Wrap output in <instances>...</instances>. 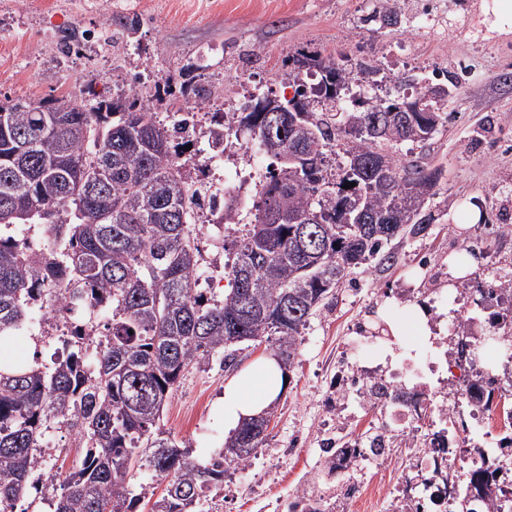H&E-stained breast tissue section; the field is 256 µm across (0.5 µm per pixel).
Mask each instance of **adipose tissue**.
Returning <instances> with one entry per match:
<instances>
[{
	"label": "adipose tissue",
	"instance_id": "adipose-tissue-1",
	"mask_svg": "<svg viewBox=\"0 0 512 512\" xmlns=\"http://www.w3.org/2000/svg\"><path fill=\"white\" fill-rule=\"evenodd\" d=\"M285 386L284 372L274 358L261 359L224 388V424L237 426L272 404Z\"/></svg>",
	"mask_w": 512,
	"mask_h": 512
}]
</instances>
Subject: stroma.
I'll list each match as a JSON object with an SVG mask.
<instances>
[{"instance_id":"stroma-1","label":"stroma","mask_w":512,"mask_h":512,"mask_svg":"<svg viewBox=\"0 0 512 512\" xmlns=\"http://www.w3.org/2000/svg\"><path fill=\"white\" fill-rule=\"evenodd\" d=\"M480 3L400 0L409 16H432L431 28L376 30L362 22L369 0H0V99L69 101L87 86L116 95L136 79L179 74L203 53L209 67L201 85L210 92L223 86L236 109L256 86L291 99L294 84L277 77L303 49L345 59L350 68L378 65L393 80L417 75L434 84L446 71L460 78L445 105L449 120L429 146L445 177L428 229L395 241L392 264L372 260L351 271L310 317L264 443L247 469H228L222 486L201 498L199 512H288L298 493L322 498L327 512H336L347 485L368 482L382 493L405 482L412 453L399 431L388 434L384 466L347 476L325 470L324 449L346 447L358 435L371 439L388 418L370 405L345 410L336 394L350 337L374 343L366 360L390 371L430 343L425 336L379 338L380 322L407 320L437 290L454 287L460 309L483 321L504 312L488 288L493 278L512 276V84L499 79L512 72V34L489 32ZM125 16L137 18L140 30L136 41L118 43L112 35ZM71 30L86 35L76 54L59 42ZM469 214L475 223L456 228V218ZM195 233L212 260L200 289L223 299L229 284L221 243L241 229L199 224ZM463 247L479 256L456 282L450 272ZM270 353L267 344H252L238 351L233 365L216 356L191 367L169 398L160 429L195 461H209L229 434L218 416L225 385Z\"/></svg>"}]
</instances>
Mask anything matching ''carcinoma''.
Here are the masks:
<instances>
[{"label":"carcinoma","instance_id":"obj_1","mask_svg":"<svg viewBox=\"0 0 512 512\" xmlns=\"http://www.w3.org/2000/svg\"><path fill=\"white\" fill-rule=\"evenodd\" d=\"M365 22L382 29L407 22L384 0ZM316 70L317 86L298 80ZM287 76L299 89L284 106L299 125L266 132L252 96L231 121L204 132L214 154L244 132L270 159L252 219L224 265L231 289L212 302L194 288L200 249L194 211L209 204L226 224L240 223L241 199L222 207L206 184H193L181 156H192L196 112L206 97L180 105L172 124L153 102L187 96L181 82L154 83L149 97L99 98L91 107L56 99L0 101V512H16L34 488L52 512H194L265 440L274 407L243 422L211 460L189 458L160 431L164 406L184 373L227 347L267 343L294 358L309 317L348 271L369 258L384 265L401 233L418 235L438 191L440 166L401 164L390 149L428 141L446 121L441 99L413 81L384 98L343 93L345 65L319 54L294 59ZM64 105L72 107L62 112ZM356 186L346 189L344 185ZM377 217L356 224L358 210ZM34 226L42 243L21 235ZM91 322L95 335L54 336L48 364L2 355L45 322ZM66 431L82 457L62 474L31 480L47 463L36 449ZM146 466L167 481L162 494L131 484Z\"/></svg>","mask_w":512,"mask_h":512}]
</instances>
